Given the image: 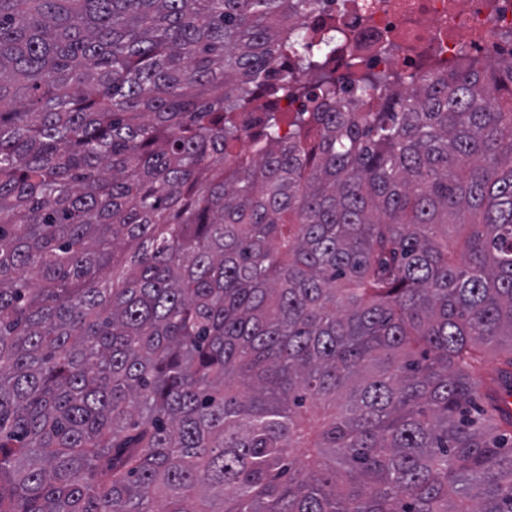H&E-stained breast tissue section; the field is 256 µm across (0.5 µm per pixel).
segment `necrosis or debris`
I'll return each mask as SVG.
<instances>
[{
	"mask_svg": "<svg viewBox=\"0 0 512 512\" xmlns=\"http://www.w3.org/2000/svg\"><path fill=\"white\" fill-rule=\"evenodd\" d=\"M316 40L337 35L328 67L348 83L353 67L422 71L512 60V0H333L304 16Z\"/></svg>",
	"mask_w": 512,
	"mask_h": 512,
	"instance_id": "1",
	"label": "necrosis or debris"
}]
</instances>
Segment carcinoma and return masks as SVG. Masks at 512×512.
Returning a JSON list of instances; mask_svg holds the SVG:
<instances>
[{"instance_id": "1", "label": "carcinoma", "mask_w": 512, "mask_h": 512, "mask_svg": "<svg viewBox=\"0 0 512 512\" xmlns=\"http://www.w3.org/2000/svg\"><path fill=\"white\" fill-rule=\"evenodd\" d=\"M324 2L0 0V512H512V61ZM300 23L315 41L341 36L328 68L344 85L351 62L388 73L512 60L511 0H336Z\"/></svg>"}]
</instances>
